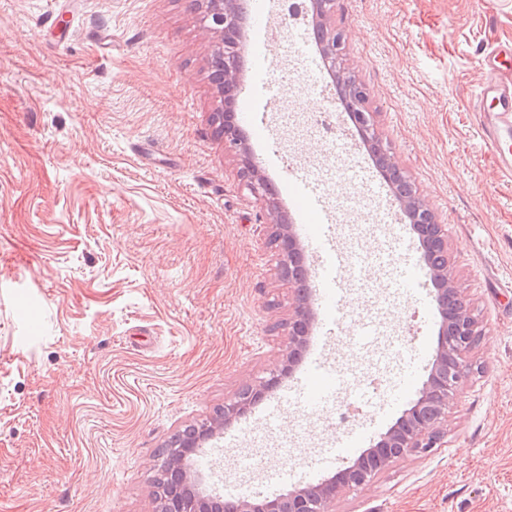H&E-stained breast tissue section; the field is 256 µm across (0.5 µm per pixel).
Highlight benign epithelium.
Masks as SVG:
<instances>
[{"label":"benign epithelium","mask_w":512,"mask_h":512,"mask_svg":"<svg viewBox=\"0 0 512 512\" xmlns=\"http://www.w3.org/2000/svg\"><path fill=\"white\" fill-rule=\"evenodd\" d=\"M207 1L211 5L205 14L212 34L219 37L227 29L240 27L236 0H202ZM312 4L321 54L334 70L345 51L344 32L332 25L336 0H312ZM216 50L224 54V72L215 75L214 84L219 88L239 87L242 81L240 43L219 39ZM350 116L362 134H376L373 113L367 107L358 109L350 105ZM224 143L238 156L246 188L254 196L263 197L265 179L234 127H224ZM400 199L413 224L423 259L430 263V281L440 315L435 355L416 399L361 455L314 487H295L282 494L244 498L239 500L236 512H330L332 503L344 490L368 486L378 472L395 460L443 446L448 436V410L455 401L461 380L474 371L468 355L481 331L471 312L467 288L452 274L448 263L435 261L438 256H448L444 225L438 223L433 209L416 192L403 194ZM265 207L270 238L282 255L281 273L290 281L300 282L303 280L298 273L300 246L291 221L279 211L273 199H267ZM313 321L310 298L297 292L294 312L284 324L288 352L283 356L279 372L267 380L248 384L238 400L224 404V415L220 418L188 426L190 435L168 451L166 468L172 474V491L157 499L155 512H224L220 498L199 490V475L188 466L187 458L203 443L216 439L220 428L243 415L254 401L292 371L298 351L309 341Z\"/></svg>","instance_id":"obj_1"}]
</instances>
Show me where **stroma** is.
Returning <instances> with one entry per match:
<instances>
[{"mask_svg": "<svg viewBox=\"0 0 512 512\" xmlns=\"http://www.w3.org/2000/svg\"><path fill=\"white\" fill-rule=\"evenodd\" d=\"M269 75L254 108L272 136L250 143L266 179L287 162L320 179L343 251L344 326L319 350L344 388L381 397L338 419L335 402L260 405L216 448L204 488L304 472L348 432H384L416 397L410 324L433 358L438 317L397 287L411 228L370 153L322 137L305 59L312 32L271 4ZM343 66L370 91L375 126L448 233V255L483 334L448 413L445 447L395 461L332 512H512V181L480 147V60L512 41V0H336ZM214 38L187 0H0V512H154L159 452L216 417L285 352L294 292L215 132ZM375 335L361 343L367 301Z\"/></svg>", "mask_w": 512, "mask_h": 512, "instance_id": "1", "label": "stroma"}]
</instances>
